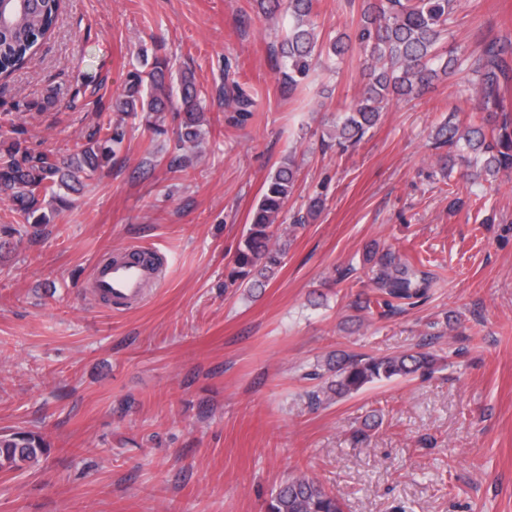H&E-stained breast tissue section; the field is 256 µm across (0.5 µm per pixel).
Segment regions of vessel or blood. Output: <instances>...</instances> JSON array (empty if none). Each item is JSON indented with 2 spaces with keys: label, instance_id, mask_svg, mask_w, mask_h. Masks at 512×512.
I'll use <instances>...</instances> for the list:
<instances>
[{
  "label": "vessel or blood",
  "instance_id": "1",
  "mask_svg": "<svg viewBox=\"0 0 512 512\" xmlns=\"http://www.w3.org/2000/svg\"><path fill=\"white\" fill-rule=\"evenodd\" d=\"M142 254V249L131 248L127 250L125 260L96 264L93 269L96 292L118 304L140 303L145 284L159 276L156 269L142 262Z\"/></svg>",
  "mask_w": 512,
  "mask_h": 512
}]
</instances>
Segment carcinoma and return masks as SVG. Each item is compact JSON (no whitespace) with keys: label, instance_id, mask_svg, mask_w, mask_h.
Masks as SVG:
<instances>
[{"label":"carcinoma","instance_id":"cac0c4a2","mask_svg":"<svg viewBox=\"0 0 512 512\" xmlns=\"http://www.w3.org/2000/svg\"><path fill=\"white\" fill-rule=\"evenodd\" d=\"M264 14L281 15L285 35L280 42L283 76L292 95L306 87L312 69L322 55L344 62L350 50L349 36L340 33L326 44H318L314 2L288 0L280 11V0H257ZM461 0H362L356 22V39L365 51L367 81L356 102L336 125V149L356 145L376 125L390 100L410 101L421 96L434 81L450 76L464 80L472 92L480 125L448 121L435 136L437 147L448 153L467 154L469 182L473 185L512 173V115L505 92L512 88V40L487 42L480 53L460 46H445ZM60 0H0V75L22 68L37 47L55 29ZM236 111L248 112L252 97L234 81L225 94ZM205 94L192 74L175 77L170 59L158 48L142 47L138 63L129 70L122 93L112 102V111L137 119L157 134L166 132L165 114L174 113L182 144L200 149L204 140ZM123 123L112 119L97 122L86 135L81 150L58 162L45 154L32 153L17 141L0 144V191L9 193L15 212L25 222L35 217L42 202L65 203L61 190L86 186L104 170L125 139ZM298 167L293 157L283 162L266 180L251 223L243 232L229 273L230 284L249 288L281 264L285 250L278 246L273 226L293 193ZM365 261L374 262L372 283L381 294L409 300L421 295L426 278L417 276L406 259L386 251L370 250ZM435 358L414 352L371 356L341 352L329 367L331 375L320 391L311 394L338 398L365 386L394 377H406L430 369ZM47 453L45 440L30 430L0 435V471L22 470ZM265 512H342L339 499L317 480L299 474L288 478L267 502Z\"/></svg>","mask_w":512,"mask_h":512}]
</instances>
